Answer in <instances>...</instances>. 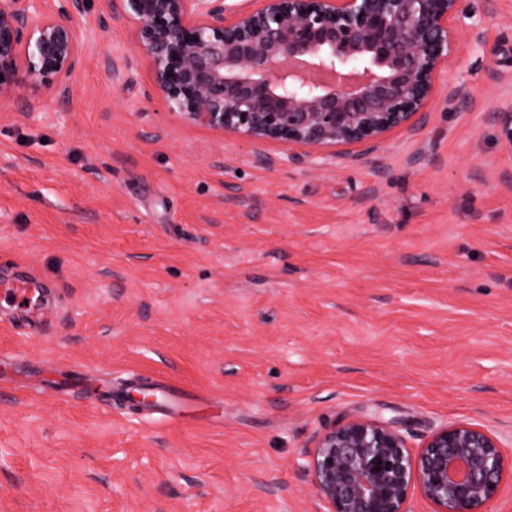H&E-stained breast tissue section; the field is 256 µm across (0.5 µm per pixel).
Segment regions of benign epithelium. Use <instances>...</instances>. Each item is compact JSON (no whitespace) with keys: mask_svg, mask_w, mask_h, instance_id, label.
Segmentation results:
<instances>
[{"mask_svg":"<svg viewBox=\"0 0 512 512\" xmlns=\"http://www.w3.org/2000/svg\"><path fill=\"white\" fill-rule=\"evenodd\" d=\"M40 0H0V102L40 109L65 96L81 59L74 18ZM111 0L132 23L168 113L258 145L374 148L424 119L460 48L463 0ZM512 149V109L493 113ZM324 512H408L413 489L434 512H490L505 474L498 439L470 423L433 432L417 452L392 423L355 417L317 433L302 455Z\"/></svg>","mask_w":512,"mask_h":512,"instance_id":"1","label":"benign epithelium"}]
</instances>
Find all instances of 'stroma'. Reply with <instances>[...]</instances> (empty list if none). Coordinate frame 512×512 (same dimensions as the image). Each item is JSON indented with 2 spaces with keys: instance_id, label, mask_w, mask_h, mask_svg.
Returning a JSON list of instances; mask_svg holds the SVG:
<instances>
[{
  "instance_id": "stroma-1",
  "label": "stroma",
  "mask_w": 512,
  "mask_h": 512,
  "mask_svg": "<svg viewBox=\"0 0 512 512\" xmlns=\"http://www.w3.org/2000/svg\"><path fill=\"white\" fill-rule=\"evenodd\" d=\"M464 7L425 124L357 158L179 121L87 0L70 95L0 103V291H39L0 303V512H320L298 464L352 416L512 460V0ZM133 381L193 403L108 400Z\"/></svg>"
}]
</instances>
